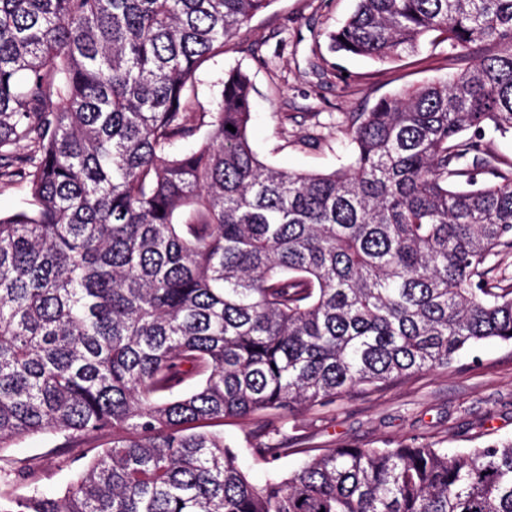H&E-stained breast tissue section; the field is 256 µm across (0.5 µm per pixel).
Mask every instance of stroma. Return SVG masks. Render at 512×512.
<instances>
[{"mask_svg":"<svg viewBox=\"0 0 512 512\" xmlns=\"http://www.w3.org/2000/svg\"><path fill=\"white\" fill-rule=\"evenodd\" d=\"M355 7L356 0H273L229 41L223 54L198 69L201 111L210 110L226 74L241 70L253 85L250 140L263 161L306 172L348 164L345 113L369 111L380 98L446 73L443 54L428 46L384 65L336 56L329 35ZM259 422L274 440L291 447V455L270 463L251 454L248 440ZM221 430L236 442L244 469L256 483L271 472L296 469L308 450L412 440L462 450L512 438V343L486 345L445 371H425L288 417L268 411L255 422L228 420ZM85 452L82 444L62 452L52 438L36 437L1 456L36 467L43 490L55 496L75 472L62 466V458L73 460Z\"/></svg>","mask_w":512,"mask_h":512,"instance_id":"obj_1","label":"stroma"}]
</instances>
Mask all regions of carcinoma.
<instances>
[{
  "instance_id": "carcinoma-1",
  "label": "carcinoma",
  "mask_w": 512,
  "mask_h": 512,
  "mask_svg": "<svg viewBox=\"0 0 512 512\" xmlns=\"http://www.w3.org/2000/svg\"><path fill=\"white\" fill-rule=\"evenodd\" d=\"M270 2L0 0V181L29 194L0 215V451L91 453L60 498L0 466V512H512V438L326 448L256 485L211 430L512 342V160L485 143L512 136V0H357L334 53L443 44L448 73L345 114L329 173L259 159L241 71L194 110Z\"/></svg>"
}]
</instances>
